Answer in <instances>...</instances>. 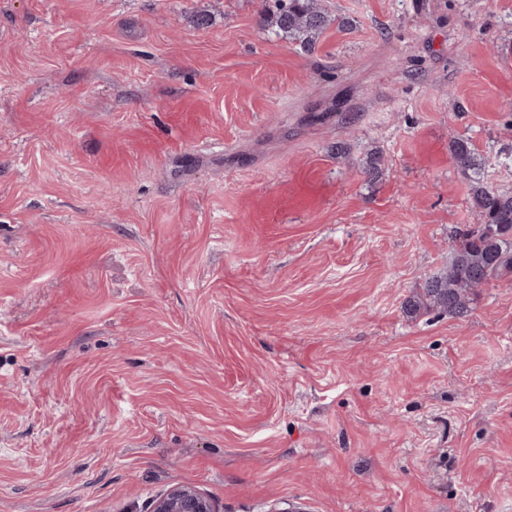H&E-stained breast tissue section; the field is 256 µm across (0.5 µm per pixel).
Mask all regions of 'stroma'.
<instances>
[{
	"mask_svg": "<svg viewBox=\"0 0 512 512\" xmlns=\"http://www.w3.org/2000/svg\"><path fill=\"white\" fill-rule=\"evenodd\" d=\"M260 4L0 0V512H512V274L404 308L451 137L512 190V0ZM322 0H263L262 26L279 38H288L304 50L314 48L317 37L335 19ZM147 512H216L212 502L191 485H176L156 498Z\"/></svg>",
	"mask_w": 512,
	"mask_h": 512,
	"instance_id": "35a3bbf8",
	"label": "stroma"
}]
</instances>
